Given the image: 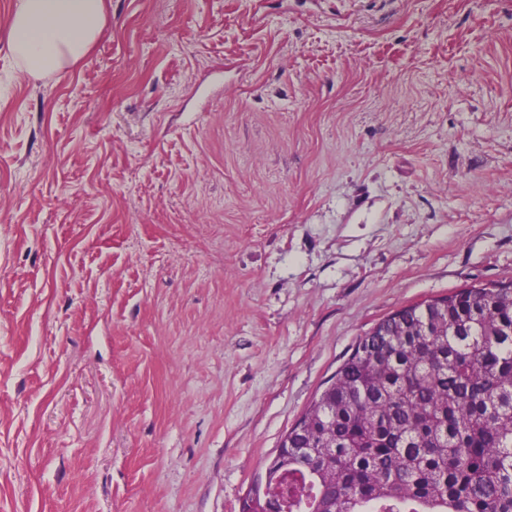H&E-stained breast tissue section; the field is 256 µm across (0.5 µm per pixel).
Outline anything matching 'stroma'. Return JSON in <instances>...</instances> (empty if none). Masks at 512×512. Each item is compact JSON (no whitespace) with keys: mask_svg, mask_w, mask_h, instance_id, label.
Wrapping results in <instances>:
<instances>
[{"mask_svg":"<svg viewBox=\"0 0 512 512\" xmlns=\"http://www.w3.org/2000/svg\"><path fill=\"white\" fill-rule=\"evenodd\" d=\"M0 0V512H241L396 311L512 285V0ZM111 0H14L9 48L19 72L43 79L76 67L107 24Z\"/></svg>","mask_w":512,"mask_h":512,"instance_id":"stroma-1","label":"stroma"}]
</instances>
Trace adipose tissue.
I'll return each instance as SVG.
<instances>
[{
    "label": "adipose tissue",
    "mask_w": 512,
    "mask_h": 512,
    "mask_svg": "<svg viewBox=\"0 0 512 512\" xmlns=\"http://www.w3.org/2000/svg\"><path fill=\"white\" fill-rule=\"evenodd\" d=\"M110 0H13L9 48L19 72L43 79L76 67L107 24Z\"/></svg>",
    "instance_id": "obj_1"
}]
</instances>
